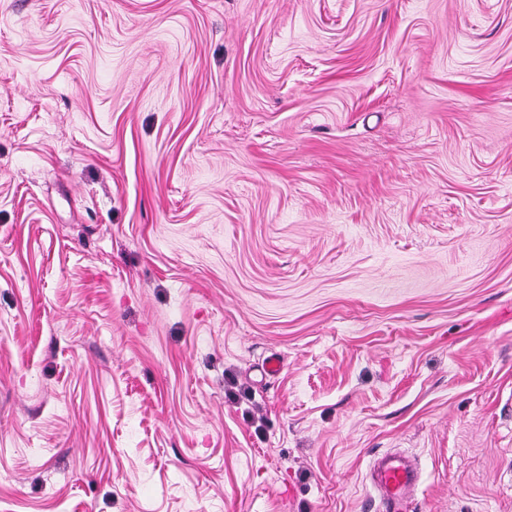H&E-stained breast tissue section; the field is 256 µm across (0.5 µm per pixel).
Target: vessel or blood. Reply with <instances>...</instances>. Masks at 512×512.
<instances>
[{"label":"vessel or blood","mask_w":512,"mask_h":512,"mask_svg":"<svg viewBox=\"0 0 512 512\" xmlns=\"http://www.w3.org/2000/svg\"><path fill=\"white\" fill-rule=\"evenodd\" d=\"M370 472L384 512H409V503L419 481L414 463L400 454L381 456L373 462Z\"/></svg>","instance_id":"1"}]
</instances>
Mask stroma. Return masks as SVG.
<instances>
[{
	"instance_id": "1",
	"label": "stroma",
	"mask_w": 512,
	"mask_h": 512,
	"mask_svg": "<svg viewBox=\"0 0 512 512\" xmlns=\"http://www.w3.org/2000/svg\"><path fill=\"white\" fill-rule=\"evenodd\" d=\"M385 453L512 512V0H0V512H380Z\"/></svg>"
}]
</instances>
